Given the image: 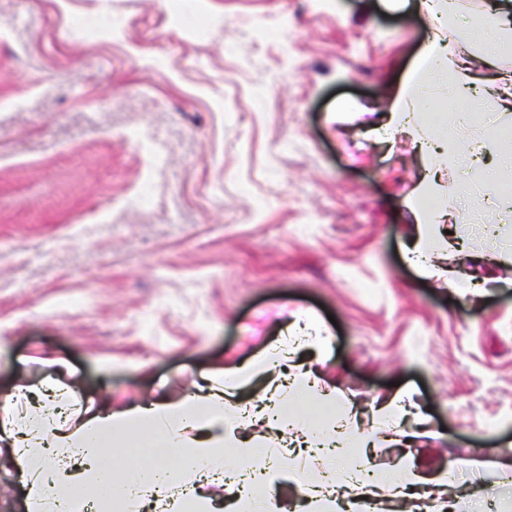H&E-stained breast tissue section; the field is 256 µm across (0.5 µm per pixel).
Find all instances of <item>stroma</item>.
I'll return each instance as SVG.
<instances>
[{
  "label": "stroma",
  "mask_w": 512,
  "mask_h": 512,
  "mask_svg": "<svg viewBox=\"0 0 512 512\" xmlns=\"http://www.w3.org/2000/svg\"><path fill=\"white\" fill-rule=\"evenodd\" d=\"M456 3L482 62L488 0ZM427 42L383 0H0V420L49 380L78 410L178 401L293 339L336 402L290 414L371 431L408 394L374 473L452 467L454 512H512V266L473 299L405 259L421 158L382 126ZM448 120L512 150L493 102ZM500 174L444 175L438 208L492 227L470 252L512 240ZM288 465L290 508L318 466Z\"/></svg>",
  "instance_id": "1"
}]
</instances>
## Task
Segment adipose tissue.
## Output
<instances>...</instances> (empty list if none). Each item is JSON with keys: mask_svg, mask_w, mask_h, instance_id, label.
<instances>
[{"mask_svg": "<svg viewBox=\"0 0 512 512\" xmlns=\"http://www.w3.org/2000/svg\"><path fill=\"white\" fill-rule=\"evenodd\" d=\"M415 6L428 18L430 36L417 69V91H398L391 108V128L420 138L422 117L431 111L434 99L455 101L480 91L494 96L503 111H511L512 72L485 81L471 63L450 52L456 29L447 0H416ZM420 140L425 175L407 199L417 224V236L408 252L423 272L432 276L436 270L429 260L431 228L442 223L444 216L427 213L421 202L442 189V174L449 158H461L470 147L445 134ZM468 262L469 273H449L448 282L462 294L475 295L488 265L512 264V248L491 255L474 253ZM264 367V360L251 361L225 374L221 388L208 389L179 403L156 402L121 412L100 411L75 422L64 409H47L31 415L22 428L11 421L1 422L0 443L12 452L30 512H85L91 503L99 512H109L115 503L126 505L128 512H140L148 502L160 512H184L188 507L194 512H213L212 499L200 495L199 490L220 480L229 495L228 512H248L254 504L250 488L260 472L232 471L227 466L225 449L244 447L245 441L235 406L225 397ZM135 430L151 435L158 457L141 466L136 476L115 481L106 449ZM300 434L305 447L324 453L328 469L347 475L342 484L324 477L311 484L308 505L326 501L335 512H346L350 499L376 494L384 485L394 498L408 501L412 498L411 487L422 482L417 474L400 471L379 481L369 475L350 476L348 450L366 445L368 436L349 434L338 439L333 424L305 426Z\"/></svg>", "mask_w": 512, "mask_h": 512, "instance_id": "adipose-tissue-1", "label": "adipose tissue"}]
</instances>
